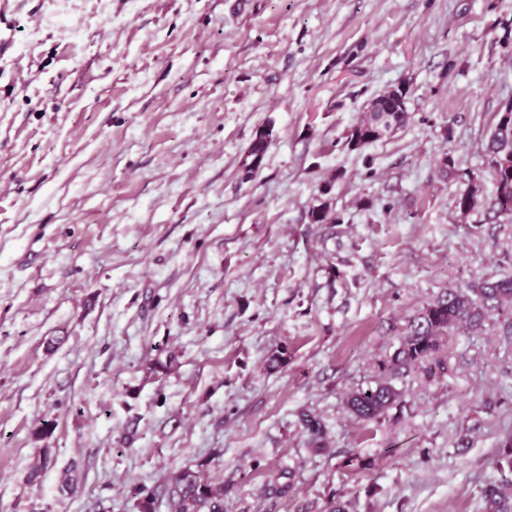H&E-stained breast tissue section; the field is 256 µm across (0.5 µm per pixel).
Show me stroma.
Masks as SVG:
<instances>
[{
  "label": "stroma",
  "mask_w": 512,
  "mask_h": 512,
  "mask_svg": "<svg viewBox=\"0 0 512 512\" xmlns=\"http://www.w3.org/2000/svg\"><path fill=\"white\" fill-rule=\"evenodd\" d=\"M5 8L0 512H136L140 485L167 512L169 475L206 459L224 512H483L486 485L512 486L511 317L456 329L448 374L407 377L380 419L346 407L419 308L512 268V224L455 207L472 176L495 195L512 0ZM402 82L408 124L351 149ZM325 187L339 221L310 223ZM270 144L271 139L269 131L262 129L256 132L243 164V168L248 176H252L260 169ZM301 427L308 436V442L311 448H326L325 426L319 418L313 414L303 413L301 417Z\"/></svg>",
  "instance_id": "stroma-1"
}]
</instances>
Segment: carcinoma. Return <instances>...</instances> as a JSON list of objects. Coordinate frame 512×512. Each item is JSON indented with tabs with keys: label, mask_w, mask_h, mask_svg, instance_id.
<instances>
[{
	"label": "carcinoma",
	"mask_w": 512,
	"mask_h": 512,
	"mask_svg": "<svg viewBox=\"0 0 512 512\" xmlns=\"http://www.w3.org/2000/svg\"><path fill=\"white\" fill-rule=\"evenodd\" d=\"M411 87L402 83L379 94L393 102L389 112H371L352 127L347 144L361 148L380 139L384 134L404 126L408 118L407 101ZM271 144L270 133L259 130L253 138L243 168L251 176L257 172ZM486 155L496 184V197L488 209L496 218H512V111L499 113V119L486 145ZM485 205L479 198L477 184L469 183L460 193L457 206L469 213ZM313 224H334L327 203L309 211ZM512 309V272L505 271L496 279H486L468 290L450 289L427 304L411 320L399 347L389 360L379 365L381 378L373 386L358 388L347 395L346 406L358 419L373 421L401 403L402 392L394 381L423 371L430 377L448 372V362L441 353L442 337L466 323L478 327L490 311ZM301 427L308 436L310 447L326 448L325 426L313 414H302ZM487 512H512V490L490 485L484 490ZM168 512H224V483L204 475V469L185 468L170 481Z\"/></svg>",
	"instance_id": "carcinoma-1"
}]
</instances>
